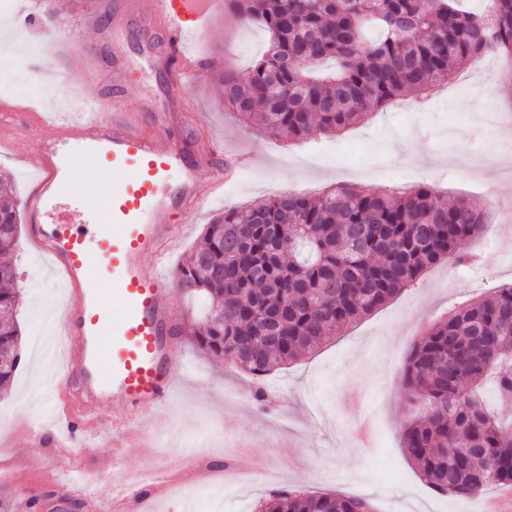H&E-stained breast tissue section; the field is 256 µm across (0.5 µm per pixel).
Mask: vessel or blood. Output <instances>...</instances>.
Masks as SVG:
<instances>
[{
    "instance_id": "vessel-or-blood-1",
    "label": "vessel or blood",
    "mask_w": 512,
    "mask_h": 512,
    "mask_svg": "<svg viewBox=\"0 0 512 512\" xmlns=\"http://www.w3.org/2000/svg\"><path fill=\"white\" fill-rule=\"evenodd\" d=\"M213 5L214 0H152L173 47L205 30ZM123 101L113 98L107 118L84 111L21 115L0 108L1 147H13L25 127L39 132L15 159L34 172L24 199L30 241L69 296L62 353L77 386L60 389L58 413L67 442L84 446L101 435L103 405L120 408L112 436L127 444L143 439L144 416L167 408L183 359L166 258L187 232L181 214L200 209L198 186L218 196L234 174L223 165L186 164L162 130L166 114H131ZM86 163L96 175L112 177L110 193L93 208L83 201L94 190L80 175ZM62 200L83 212L95 235L50 222Z\"/></svg>"
}]
</instances>
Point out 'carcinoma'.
Wrapping results in <instances>:
<instances>
[{
  "instance_id": "carcinoma-1",
  "label": "carcinoma",
  "mask_w": 512,
  "mask_h": 512,
  "mask_svg": "<svg viewBox=\"0 0 512 512\" xmlns=\"http://www.w3.org/2000/svg\"><path fill=\"white\" fill-rule=\"evenodd\" d=\"M463 0H228L272 34L244 78L221 72L224 104L288 141L336 135L369 107L423 100L457 66L488 51L512 54V0L485 12ZM375 27L378 35L367 37ZM20 210L0 180V256L19 241ZM486 214L448 204L428 184L370 191L338 185L315 197L282 194L224 210L176 274L208 301L189 334L255 378L311 352L370 315L423 272L461 262V241L481 236ZM291 258L283 259L284 252ZM16 268L0 261V385L21 363ZM512 360V284L432 324L408 356L404 385L425 418L403 449L435 492L471 498L512 487V432L476 394L488 367ZM255 512H373L360 496L278 490Z\"/></svg>"
}]
</instances>
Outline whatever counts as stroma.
<instances>
[{"label":"stroma","mask_w":512,"mask_h":512,"mask_svg":"<svg viewBox=\"0 0 512 512\" xmlns=\"http://www.w3.org/2000/svg\"><path fill=\"white\" fill-rule=\"evenodd\" d=\"M87 10L109 22L80 35L96 53L95 78L71 69L67 58L49 60L38 39L45 27L76 29ZM115 24L125 33L130 58L141 55V26L154 32L152 62L126 76L130 111H138L144 91L160 109L169 96H179L181 106L167 133L185 143L193 159H208L220 145L230 155L252 160L225 186L223 196L208 198L172 265L183 262L201 240L204 225L225 208L288 192L314 196L336 184L373 190L426 182L449 203L463 199L483 210L489 222L481 238L459 246L462 253L475 255V262L428 269L372 314L266 376L260 383L274 397L268 405L255 401L259 382L252 376L184 336V367L169 408L152 424L148 446L128 448L126 456L146 467H166L170 477L191 484L198 470L244 459L251 463L256 482L204 488L194 498L193 512H251L254 502L276 489L362 495L375 512H485L497 489L486 488L469 499L440 495L407 460L402 432L424 409L410 397L403 374L411 347L434 322L512 283V178L503 177L496 163L499 132L484 120L486 112L498 110L512 122V111L502 112L498 94L505 83L501 63L483 56L457 69L424 104L375 109L343 134L299 142L272 138L225 110L218 72L228 67L246 75L270 35L221 7L210 17L206 40L189 38L182 44L204 60L203 75L194 79L162 67L168 49L148 0H33V16L19 34L0 32V63L24 59L32 87L39 85L44 66L70 68L69 81L49 89L36 106L58 103L69 111L82 106L110 112L118 74L112 56ZM11 261L21 293L16 319L22 359L9 386L0 389V438L6 443L0 450V494H10L15 512H27L28 499L37 495L40 512H64L77 485L83 490L79 512H112L118 474L112 469L110 437H103L98 448L76 444L63 449L54 434L52 390L70 381L65 367L52 366L48 345L59 330L63 290L53 286L41 255L27 241H19ZM25 419L42 431L40 443L30 444L19 433ZM61 452L72 458V468L50 473L37 468L36 459Z\"/></svg>","instance_id":"obj_1"}]
</instances>
